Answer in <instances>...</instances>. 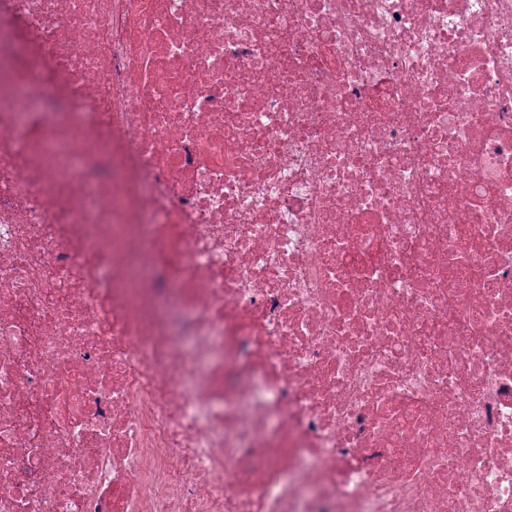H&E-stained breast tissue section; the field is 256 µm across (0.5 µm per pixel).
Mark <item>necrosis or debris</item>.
Masks as SVG:
<instances>
[{
    "instance_id": "4bbe7bcc",
    "label": "necrosis or debris",
    "mask_w": 512,
    "mask_h": 512,
    "mask_svg": "<svg viewBox=\"0 0 512 512\" xmlns=\"http://www.w3.org/2000/svg\"><path fill=\"white\" fill-rule=\"evenodd\" d=\"M0 512H512V0H0Z\"/></svg>"
}]
</instances>
